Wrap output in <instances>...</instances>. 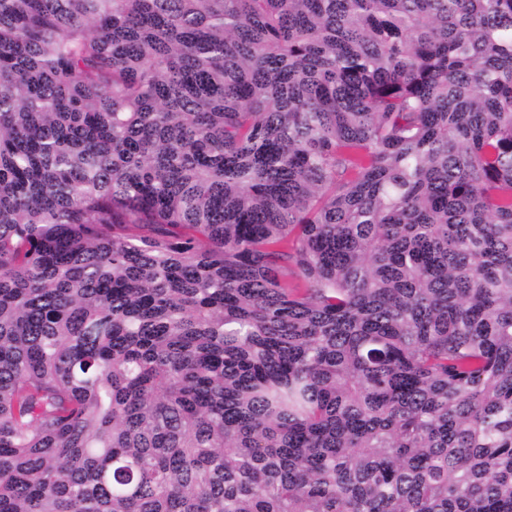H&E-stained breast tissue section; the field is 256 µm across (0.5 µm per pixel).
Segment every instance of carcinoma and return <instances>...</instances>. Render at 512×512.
Wrapping results in <instances>:
<instances>
[{"mask_svg":"<svg viewBox=\"0 0 512 512\" xmlns=\"http://www.w3.org/2000/svg\"><path fill=\"white\" fill-rule=\"evenodd\" d=\"M0 512H512V0H0Z\"/></svg>","mask_w":512,"mask_h":512,"instance_id":"1","label":"carcinoma"}]
</instances>
